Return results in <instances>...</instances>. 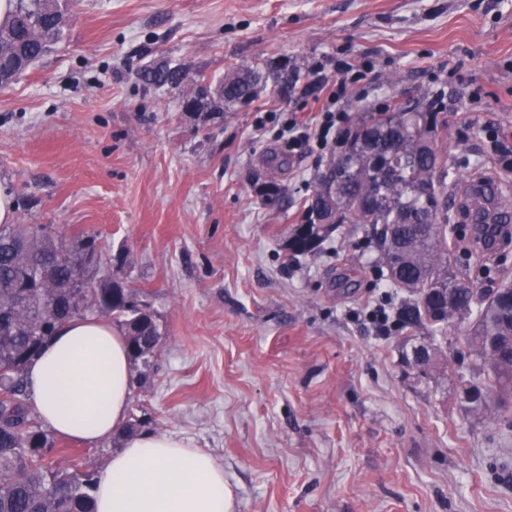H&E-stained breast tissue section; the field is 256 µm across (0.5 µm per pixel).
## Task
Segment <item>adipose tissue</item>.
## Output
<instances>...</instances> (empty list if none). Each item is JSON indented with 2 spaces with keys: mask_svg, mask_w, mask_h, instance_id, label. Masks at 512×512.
<instances>
[{
  "mask_svg": "<svg viewBox=\"0 0 512 512\" xmlns=\"http://www.w3.org/2000/svg\"><path fill=\"white\" fill-rule=\"evenodd\" d=\"M41 422L84 442L122 435L93 493L95 512H227L224 468L183 439L125 431L132 393L123 332L75 320L50 337L26 371Z\"/></svg>",
  "mask_w": 512,
  "mask_h": 512,
  "instance_id": "adipose-tissue-1",
  "label": "adipose tissue"
}]
</instances>
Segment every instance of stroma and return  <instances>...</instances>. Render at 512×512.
<instances>
[{
  "instance_id": "35a3bbf8",
  "label": "stroma",
  "mask_w": 512,
  "mask_h": 512,
  "mask_svg": "<svg viewBox=\"0 0 512 512\" xmlns=\"http://www.w3.org/2000/svg\"><path fill=\"white\" fill-rule=\"evenodd\" d=\"M69 31L0 89V183L15 221L96 236L112 280L161 331L131 365L128 421L211 453L229 512H512V397L472 411L456 376L464 330L394 327L412 294L390 287L365 231L341 225L292 256L327 158L289 149L287 120L316 121L313 76L346 81L348 115L441 99L449 157L477 158L512 196V0H68ZM357 61L340 74L338 60ZM177 65L216 87L269 72L221 115L182 88L143 85ZM263 132H256V124ZM288 160L286 171L268 164ZM277 183L288 205L272 209ZM442 362L420 373L414 346ZM44 452L102 476L124 446L52 435Z\"/></svg>"
}]
</instances>
